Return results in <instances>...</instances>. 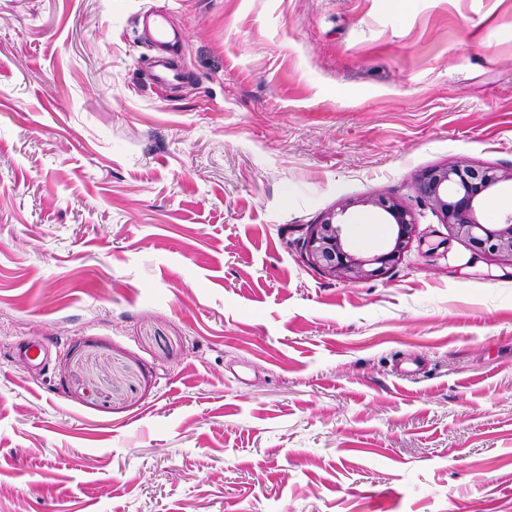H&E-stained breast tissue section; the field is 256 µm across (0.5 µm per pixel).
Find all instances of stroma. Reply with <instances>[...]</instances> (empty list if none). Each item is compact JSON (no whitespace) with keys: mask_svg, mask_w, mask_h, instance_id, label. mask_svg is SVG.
Wrapping results in <instances>:
<instances>
[{"mask_svg":"<svg viewBox=\"0 0 512 512\" xmlns=\"http://www.w3.org/2000/svg\"><path fill=\"white\" fill-rule=\"evenodd\" d=\"M450 160L512 164V0H0V512H512V269L301 256ZM154 41L161 51L156 60L155 81L163 85H172L179 82L183 78V73L174 65L171 57L168 56L178 41L176 36L174 40H170L164 27L157 25L154 31ZM355 207H373L385 213L392 231L385 249L364 256L349 249L342 226L347 212ZM417 217L412 206L403 199L382 194L342 200L338 207L323 213L302 241L305 262L317 272L341 280L379 277L401 259L417 232Z\"/></svg>","mask_w":512,"mask_h":512,"instance_id":"obj_1","label":"stroma"}]
</instances>
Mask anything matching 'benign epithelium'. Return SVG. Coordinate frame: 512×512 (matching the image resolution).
Here are the masks:
<instances>
[{
    "label": "benign epithelium",
    "mask_w": 512,
    "mask_h": 512,
    "mask_svg": "<svg viewBox=\"0 0 512 512\" xmlns=\"http://www.w3.org/2000/svg\"><path fill=\"white\" fill-rule=\"evenodd\" d=\"M504 184L512 186V165L495 168L448 161L414 177L418 202L430 209L454 238L467 244L474 254L512 267V216L501 224H483L478 218L482 195ZM355 207H373L389 217L392 231L382 252L364 256L347 246L344 218ZM417 226L415 211L403 199L382 194L347 198L309 225L301 246L303 259L334 279L379 277L401 259L416 236Z\"/></svg>",
    "instance_id": "1"
}]
</instances>
